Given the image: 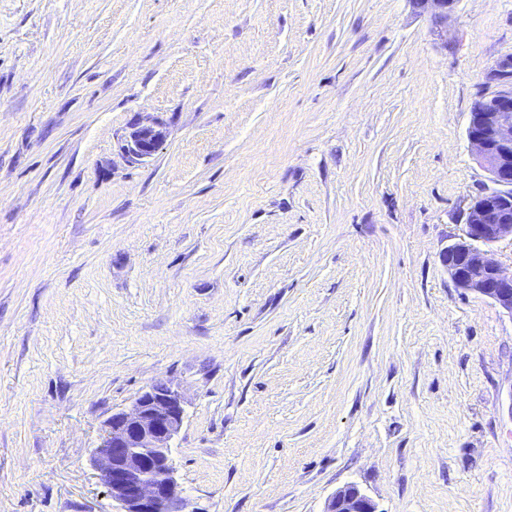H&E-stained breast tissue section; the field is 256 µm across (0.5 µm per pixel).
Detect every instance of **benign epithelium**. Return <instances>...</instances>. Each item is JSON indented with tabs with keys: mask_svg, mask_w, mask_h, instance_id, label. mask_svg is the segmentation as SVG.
<instances>
[{
	"mask_svg": "<svg viewBox=\"0 0 512 512\" xmlns=\"http://www.w3.org/2000/svg\"><path fill=\"white\" fill-rule=\"evenodd\" d=\"M413 2L441 26L456 0ZM488 79L505 88L475 101L468 137L491 187L470 199L464 210L465 233L445 248L442 261L456 287L492 300L512 316V272L489 254L493 245L512 240V56L497 61ZM165 138L161 122L137 120L122 145L123 154L130 162L143 163L156 155ZM183 421L181 393L160 382L104 422L94 462L120 512H184L170 446ZM325 512L377 510L370 498L347 485L336 491Z\"/></svg>",
	"mask_w": 512,
	"mask_h": 512,
	"instance_id": "obj_1",
	"label": "benign epithelium"
}]
</instances>
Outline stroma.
Returning <instances> with one entry per match:
<instances>
[{
  "mask_svg": "<svg viewBox=\"0 0 512 512\" xmlns=\"http://www.w3.org/2000/svg\"><path fill=\"white\" fill-rule=\"evenodd\" d=\"M511 55L512 0H0V512H115L157 381L192 512H512V316L440 258ZM423 11L431 13L439 26L448 21V11L452 9L457 0H412ZM131 131L122 145L123 154L130 162L143 163L152 159L162 147L166 131L159 121L143 123L139 119L131 124ZM325 512H378L374 502L355 486L347 485L330 499Z\"/></svg>",
  "mask_w": 512,
  "mask_h": 512,
  "instance_id": "stroma-1",
  "label": "stroma"
}]
</instances>
